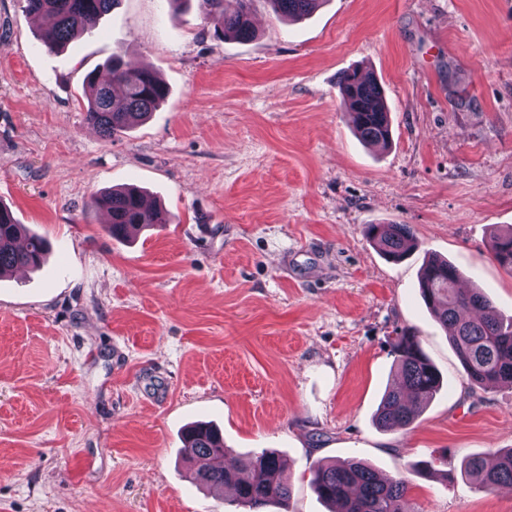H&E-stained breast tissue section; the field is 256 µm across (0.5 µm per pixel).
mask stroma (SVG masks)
Returning a JSON list of instances; mask_svg holds the SVG:
<instances>
[{
	"label": "stroma",
	"mask_w": 512,
	"mask_h": 512,
	"mask_svg": "<svg viewBox=\"0 0 512 512\" xmlns=\"http://www.w3.org/2000/svg\"><path fill=\"white\" fill-rule=\"evenodd\" d=\"M253 40H218L197 0H118L61 52L23 0H0V203L47 238L0 278V512H246L192 484L181 435L286 461L290 512H327L316 462L407 477V512H512L460 477L512 448V387L470 385L420 296L433 255L512 315L492 239L512 226V0H323ZM168 85L141 126L85 119V75L112 53ZM380 82L391 142L363 143L338 80ZM134 185L170 223L110 237L93 192ZM369 224L411 225L388 261ZM412 329L442 374L406 432L374 415ZM433 461L431 474L413 464Z\"/></svg>",
	"instance_id": "stroma-1"
}]
</instances>
